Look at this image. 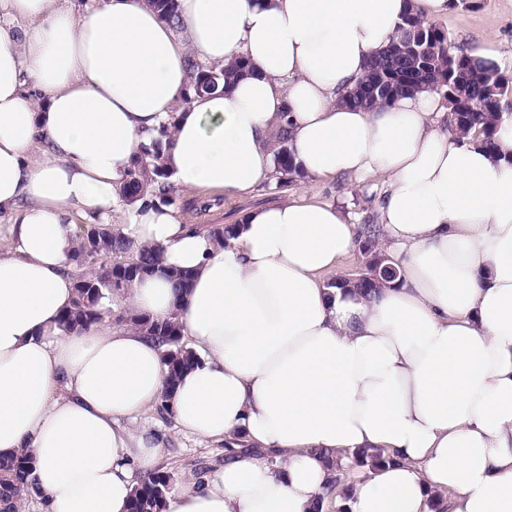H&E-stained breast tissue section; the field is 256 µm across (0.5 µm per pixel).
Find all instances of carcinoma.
I'll return each instance as SVG.
<instances>
[{"label": "carcinoma", "mask_w": 512, "mask_h": 512, "mask_svg": "<svg viewBox=\"0 0 512 512\" xmlns=\"http://www.w3.org/2000/svg\"><path fill=\"white\" fill-rule=\"evenodd\" d=\"M196 92H213L224 88L238 76L252 70L243 57L220 70L203 68L191 63ZM501 73L495 63L475 62L469 52L452 45L447 32L428 22L423 15L409 13L397 25L389 43L373 55L357 85L346 95L349 105L374 111L386 107L395 99L418 91L440 95L447 104L448 126L460 136L471 131L481 137L484 148L497 149V133L503 119L512 117V86L498 84L494 76ZM170 127L162 126L159 136L143 146V157L135 161L122 198L131 201L147 194L171 201L173 186L161 163L164 138ZM290 121L279 128L273 153L277 187L295 184L303 174L295 164L289 145ZM381 228L368 220L361 223L360 250L367 256V272L356 278H339L333 284L341 288L352 286L368 294L385 282L398 277L378 252ZM162 249L139 245L110 224H90L81 235L71 262L82 269L74 280L71 307L58 319L59 329L70 334L100 322L112 313V298L124 292L132 283L160 267ZM168 278L180 296L190 288L191 274L186 270L170 269ZM118 321L161 341L165 346L163 359L169 369V388H174L180 374L190 367L195 356L183 342L181 326L176 318L159 321L146 314L121 315ZM354 464L373 470L394 459L380 451L356 450L351 453ZM33 458L18 453L0 458V512H21L25 493L32 487ZM175 488L173 477L161 470L154 471L135 488L130 512H162V505ZM352 487L342 484L335 476L326 493L319 497L321 505L329 497L350 499Z\"/></svg>", "instance_id": "1"}]
</instances>
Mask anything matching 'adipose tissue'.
Returning <instances> with one entry per match:
<instances>
[{
  "mask_svg": "<svg viewBox=\"0 0 512 512\" xmlns=\"http://www.w3.org/2000/svg\"><path fill=\"white\" fill-rule=\"evenodd\" d=\"M0 0V457L27 451L45 512H129L133 472L161 445L122 420L167 400L184 431L230 454L170 492L163 512H314L338 454L395 462L357 482L349 512H512V120L490 153L457 137L435 94L376 112L343 103L402 15L450 0ZM254 67L198 94L189 61ZM290 121L304 174L385 175L378 294L329 286L360 227L303 194L245 212L221 243L161 199L121 196L142 145L170 124L172 184L250 194ZM118 216L165 265L124 296L177 315L195 364L168 387L163 345L103 322L66 335L70 257Z\"/></svg>",
  "mask_w": 512,
  "mask_h": 512,
  "instance_id": "obj_1",
  "label": "adipose tissue"
}]
</instances>
